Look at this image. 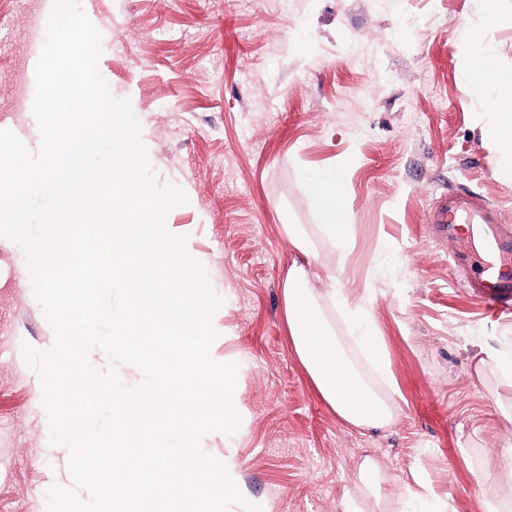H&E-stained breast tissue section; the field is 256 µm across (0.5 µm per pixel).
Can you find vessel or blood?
<instances>
[{"instance_id":"obj_1","label":"vessel or blood","mask_w":512,"mask_h":512,"mask_svg":"<svg viewBox=\"0 0 512 512\" xmlns=\"http://www.w3.org/2000/svg\"><path fill=\"white\" fill-rule=\"evenodd\" d=\"M436 241H451L448 268L484 311L512 310V225L482 195L449 189L433 204L428 225Z\"/></svg>"}]
</instances>
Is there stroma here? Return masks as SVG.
Masks as SVG:
<instances>
[{"instance_id":"1","label":"stroma","mask_w":512,"mask_h":512,"mask_svg":"<svg viewBox=\"0 0 512 512\" xmlns=\"http://www.w3.org/2000/svg\"><path fill=\"white\" fill-rule=\"evenodd\" d=\"M100 31L99 69L130 98L151 170L189 197L167 216L205 266L224 304L228 337L211 348L246 369L242 434L211 433L203 449L234 460L232 477L263 512H344L359 462L378 458L382 504L422 472L430 503L486 512L512 496V381L481 384L485 352L512 354V319L484 314L448 270L427 214L450 187L483 194L512 225V173L483 135L491 114L467 84L468 57L512 71V27L491 23L483 0H81ZM52 0H0V129L40 142L32 111L14 109L34 82L29 16ZM484 37L468 40L465 27ZM339 169L351 212V251L339 261L316 228L306 177ZM302 225L321 265L342 264L361 293L386 289L374 319L389 352L400 412L382 430L356 429L317 395L288 340L282 287ZM25 258L0 238V512H45L55 475L36 373L22 343L49 348L54 332Z\"/></svg>"}]
</instances>
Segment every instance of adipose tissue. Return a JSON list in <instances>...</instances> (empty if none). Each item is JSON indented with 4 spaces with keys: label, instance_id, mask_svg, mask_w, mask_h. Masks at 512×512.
I'll return each instance as SVG.
<instances>
[{
    "label": "adipose tissue",
    "instance_id": "adipose-tissue-1",
    "mask_svg": "<svg viewBox=\"0 0 512 512\" xmlns=\"http://www.w3.org/2000/svg\"><path fill=\"white\" fill-rule=\"evenodd\" d=\"M464 76L492 111L494 120L486 133L512 169V72L501 70L491 56L481 55L467 60ZM310 199L322 218L321 233L333 251L345 252L351 224L340 172L329 171L316 178L310 185ZM288 240L299 253L288 267L283 288L295 357L319 396L345 423L362 429L391 425L398 417L397 388L373 323L381 289L371 283L362 295H353L341 286L332 268L322 287H311L307 267L318 255L299 225H289ZM340 325L345 335H337ZM384 481L380 462L364 458L354 475L355 493L348 500V512H361L363 500L381 497Z\"/></svg>",
    "mask_w": 512,
    "mask_h": 512
}]
</instances>
